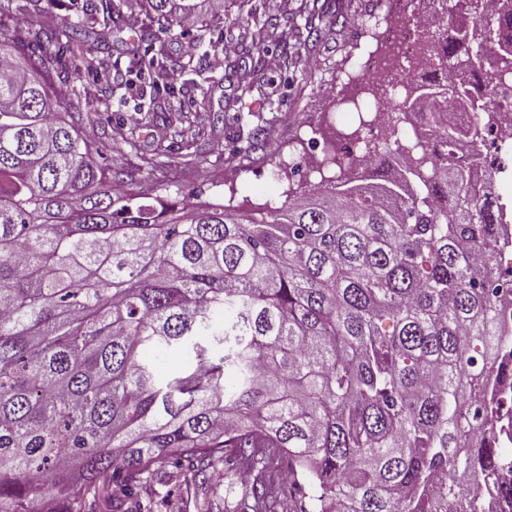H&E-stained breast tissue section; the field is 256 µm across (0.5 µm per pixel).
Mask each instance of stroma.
I'll list each match as a JSON object with an SVG mask.
<instances>
[{
    "instance_id": "35a3bbf8",
    "label": "stroma",
    "mask_w": 512,
    "mask_h": 512,
    "mask_svg": "<svg viewBox=\"0 0 512 512\" xmlns=\"http://www.w3.org/2000/svg\"><path fill=\"white\" fill-rule=\"evenodd\" d=\"M380 0H343L346 22L343 27L324 26L319 38L302 45L294 73L263 71V90L242 96L241 83L253 80L247 55L254 23L274 15L279 26L301 29L304 21L295 14V0H224V14L184 34L164 38L168 69L178 70L181 80L188 73L181 67L188 59L208 60L221 51L225 42L237 43L238 52L232 62L238 67L235 80H225L223 73L206 70L199 77L198 88L178 94L177 98L161 96L160 115L153 121L143 120L149 104L151 86L156 75L138 76L129 70L132 54L151 58L148 42H136L134 49L110 39L100 43L89 41L88 56L96 60L92 72L75 70L69 52H61V68L56 85L76 89L80 101L82 129H93L102 135L101 117H120L123 133L133 134L144 150L157 144H169V129L161 116L169 112L172 101L191 109L193 102L208 100L213 111L223 113L222 124L206 127L192 156H173L168 179L146 183L149 196L181 195L188 200L234 205L246 209L264 207L267 201L284 203L289 192L314 188L320 180L313 166L317 145L313 131L318 127L328 102L340 100L345 93L344 75H364L363 61L369 52L383 50L386 42L382 31L387 26H415L422 13L431 10L430 0L420 5L381 11ZM17 21L38 18L40 25L61 27L76 22L70 0H10ZM194 41V57L182 52L185 41ZM117 89L105 94L107 82ZM261 125L267 142L263 152L250 153L238 149L243 133Z\"/></svg>"
}]
</instances>
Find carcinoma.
<instances>
[{
	"label": "carcinoma",
	"instance_id": "carcinoma-1",
	"mask_svg": "<svg viewBox=\"0 0 512 512\" xmlns=\"http://www.w3.org/2000/svg\"><path fill=\"white\" fill-rule=\"evenodd\" d=\"M137 3L144 19L122 7ZM497 17L454 0V35L419 20L437 84L400 79L387 113L437 136L376 164L379 185L343 172L275 210L151 198L170 147L139 163L95 161L59 111V48L116 28L141 37L199 20L206 0H82L84 21L20 27L0 5V512H153L140 492L187 465V497L212 512L208 481L236 473L233 512H474L507 464L477 440L512 382V335L499 297L506 205L487 200L493 104L512 86V0ZM306 38L339 25V0H301ZM103 17H98V14ZM157 30H152V27ZM265 20L247 54L264 69ZM41 47L36 57L24 48ZM480 121L460 127L451 109ZM467 144L469 160L456 162ZM151 350L182 357L174 370Z\"/></svg>",
	"mask_w": 512,
	"mask_h": 512
}]
</instances>
